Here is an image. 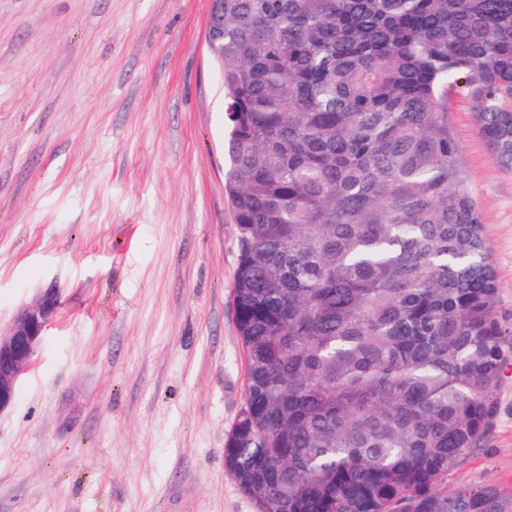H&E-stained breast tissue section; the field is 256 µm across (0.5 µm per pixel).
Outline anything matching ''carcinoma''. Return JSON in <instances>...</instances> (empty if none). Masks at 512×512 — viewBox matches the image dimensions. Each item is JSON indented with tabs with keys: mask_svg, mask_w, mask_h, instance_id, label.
Wrapping results in <instances>:
<instances>
[{
	"mask_svg": "<svg viewBox=\"0 0 512 512\" xmlns=\"http://www.w3.org/2000/svg\"><path fill=\"white\" fill-rule=\"evenodd\" d=\"M246 406L262 512H512L445 484L484 441L512 325L448 126L512 161V0H223Z\"/></svg>",
	"mask_w": 512,
	"mask_h": 512,
	"instance_id": "obj_1",
	"label": "carcinoma"
}]
</instances>
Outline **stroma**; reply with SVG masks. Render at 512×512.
Listing matches in <instances>:
<instances>
[{"label": "stroma", "instance_id": "stroma-1", "mask_svg": "<svg viewBox=\"0 0 512 512\" xmlns=\"http://www.w3.org/2000/svg\"><path fill=\"white\" fill-rule=\"evenodd\" d=\"M209 0H0V329L60 308L0 413V512H257L224 465L246 401ZM448 123L512 325V165ZM446 483L512 493V357Z\"/></svg>", "mask_w": 512, "mask_h": 512}]
</instances>
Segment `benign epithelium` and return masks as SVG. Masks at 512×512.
I'll use <instances>...</instances> for the list:
<instances>
[{"label":"benign epithelium","instance_id":"7a95c632","mask_svg":"<svg viewBox=\"0 0 512 512\" xmlns=\"http://www.w3.org/2000/svg\"><path fill=\"white\" fill-rule=\"evenodd\" d=\"M59 300L53 291L18 310L7 332H0V412L11 407L17 383L28 369L44 333L54 319Z\"/></svg>","mask_w":512,"mask_h":512}]
</instances>
